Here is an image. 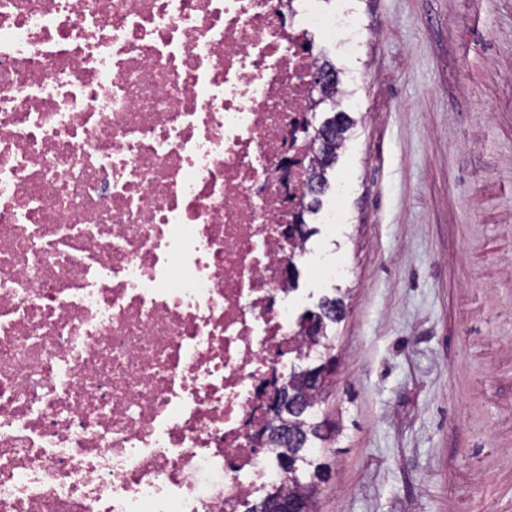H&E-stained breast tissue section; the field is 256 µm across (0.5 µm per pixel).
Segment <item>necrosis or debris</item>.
Segmentation results:
<instances>
[{
    "label": "necrosis or debris",
    "mask_w": 512,
    "mask_h": 512,
    "mask_svg": "<svg viewBox=\"0 0 512 512\" xmlns=\"http://www.w3.org/2000/svg\"><path fill=\"white\" fill-rule=\"evenodd\" d=\"M322 0H0V512H248Z\"/></svg>",
    "instance_id": "4bbe7bcc"
}]
</instances>
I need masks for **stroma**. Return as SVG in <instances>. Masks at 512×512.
<instances>
[{"label":"stroma","instance_id":"stroma-1","mask_svg":"<svg viewBox=\"0 0 512 512\" xmlns=\"http://www.w3.org/2000/svg\"><path fill=\"white\" fill-rule=\"evenodd\" d=\"M365 37L316 47L356 119L324 210L347 292L316 408L318 512H512V0H352Z\"/></svg>","mask_w":512,"mask_h":512}]
</instances>
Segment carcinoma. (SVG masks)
Here are the masks:
<instances>
[{"label":"carcinoma","mask_w":512,"mask_h":512,"mask_svg":"<svg viewBox=\"0 0 512 512\" xmlns=\"http://www.w3.org/2000/svg\"><path fill=\"white\" fill-rule=\"evenodd\" d=\"M332 118H334L336 123V132L329 139L328 144L315 153L310 174V185L312 186L329 183L327 171L336 164L337 151L343 146L346 134L354 125V120L345 112H335ZM319 307L328 308V312L325 314L324 327L327 328L342 321L345 307L343 298L336 295L333 297L325 296L320 300ZM306 319L307 316L303 314L297 321L302 343L313 350L319 347L327 350L330 349V346L325 343L328 334H323L318 340H313L309 337L305 327ZM303 371L304 367L293 366V379L297 383L296 391L298 396L308 401L310 408L288 414L278 412L274 419L277 426L282 423L287 424L288 431L295 434L298 441L295 443L288 440L283 442L277 435L270 434L268 435L266 448L271 453H277V461L279 462L289 457L299 458V466L302 472L308 475H317L324 470V465L312 458V450L315 441L322 439V426L324 422L316 420L315 406L319 404L325 389L307 385L303 380ZM319 487L320 483L318 482H311L305 478L299 483L296 479L290 477L280 481L277 485L271 486L268 493H273L278 497L301 500L303 501L305 512H317L316 503Z\"/></svg>","instance_id":"cac0c4a2"}]
</instances>
